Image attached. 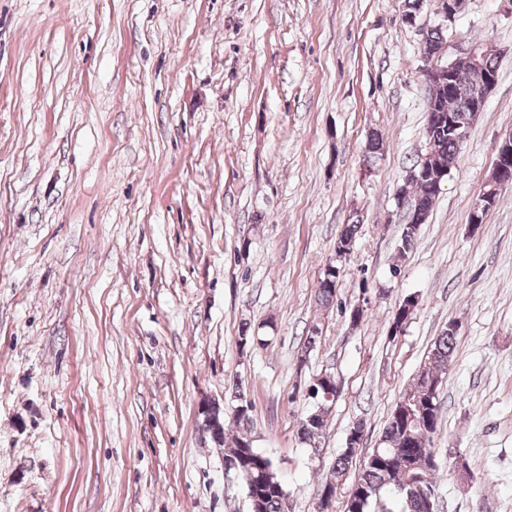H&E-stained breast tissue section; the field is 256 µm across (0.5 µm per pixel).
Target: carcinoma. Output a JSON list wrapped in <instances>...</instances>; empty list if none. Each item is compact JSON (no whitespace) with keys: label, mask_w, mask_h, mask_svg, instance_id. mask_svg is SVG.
I'll return each instance as SVG.
<instances>
[{"label":"carcinoma","mask_w":512,"mask_h":512,"mask_svg":"<svg viewBox=\"0 0 512 512\" xmlns=\"http://www.w3.org/2000/svg\"><path fill=\"white\" fill-rule=\"evenodd\" d=\"M446 31L445 27L435 26L423 34L425 55H431L435 46L446 41ZM471 90V74L466 69L455 72L451 87L435 86L428 90L424 136L429 145L426 157L433 172L457 159L462 147L458 132L471 127V113L467 112ZM401 192L413 198L411 219L404 225L400 238L399 255L403 258L413 249L420 227L435 205L438 188L432 176L419 175L407 179ZM359 228L357 218L345 224L336 238L335 248L356 244ZM338 286L337 277L330 286L318 282L316 302L324 308L333 306ZM417 307L414 296L403 298L390 324L392 336L403 331ZM456 336L457 332L448 327L434 340L428 365L400 394L383 428V447L363 457L358 478L350 485L340 512H371L374 505L387 512L385 497L396 501L399 512H430L427 508L413 507L411 496L419 489H432L437 483L438 463L431 444L441 422L439 395L446 382L448 359L453 357ZM234 393L240 410L224 425L209 429L208 438L215 447L224 449V471L243 480L250 512H281L285 488L272 460L255 447H242L251 436L252 421V403L247 399L243 383L234 384ZM328 412L329 409H324L318 424L299 427L300 439L314 450L319 448L328 426ZM350 459L348 451H342L325 480L336 481L338 487L343 485Z\"/></svg>","instance_id":"carcinoma-1"}]
</instances>
